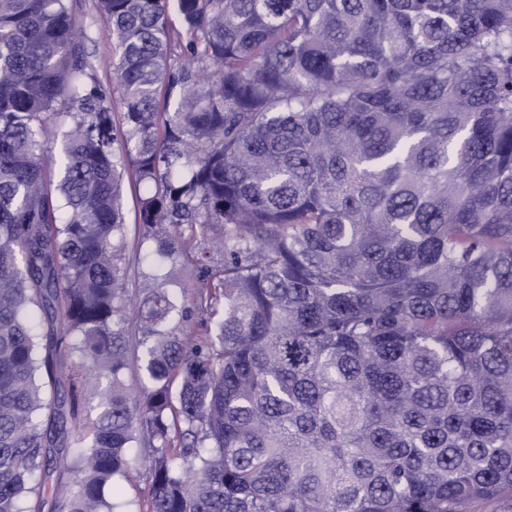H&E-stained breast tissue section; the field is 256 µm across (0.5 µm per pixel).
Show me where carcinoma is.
Masks as SVG:
<instances>
[{
  "instance_id": "cac0c4a2",
  "label": "carcinoma",
  "mask_w": 512,
  "mask_h": 512,
  "mask_svg": "<svg viewBox=\"0 0 512 512\" xmlns=\"http://www.w3.org/2000/svg\"><path fill=\"white\" fill-rule=\"evenodd\" d=\"M80 9L0 0V512L512 493V0H94L120 135ZM89 35V51L98 59H108L112 53V36L107 25L101 19L95 20ZM149 191L150 188L144 185L135 184L134 182H129L127 180L124 182L123 202L126 215L127 237L129 249L131 250L128 256L132 265V273L134 270L136 271L137 268L144 272L148 270V261L145 257L154 249L153 244L150 242H144V244L141 245L142 230L141 224H139L138 220V200ZM178 287L175 288L178 296L187 306L191 305L194 292L200 287L203 273L193 267H178ZM121 499L133 504L131 510H138L143 504L145 495V475L143 470H138L130 475L128 480L121 482Z\"/></svg>"
}]
</instances>
